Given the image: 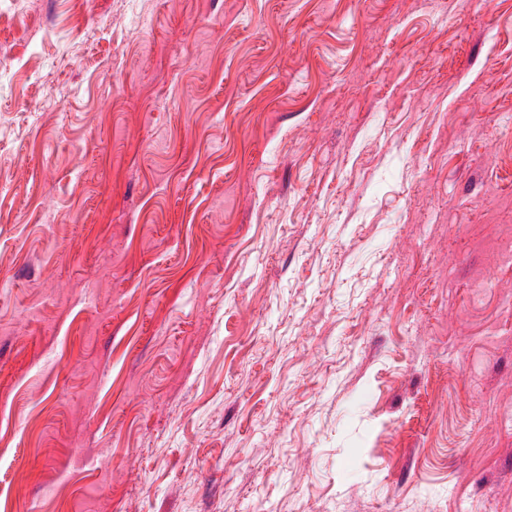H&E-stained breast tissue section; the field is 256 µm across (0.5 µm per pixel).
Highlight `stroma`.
<instances>
[{
	"mask_svg": "<svg viewBox=\"0 0 512 512\" xmlns=\"http://www.w3.org/2000/svg\"><path fill=\"white\" fill-rule=\"evenodd\" d=\"M0 512H512V0H0Z\"/></svg>",
	"mask_w": 512,
	"mask_h": 512,
	"instance_id": "stroma-1",
	"label": "stroma"
}]
</instances>
